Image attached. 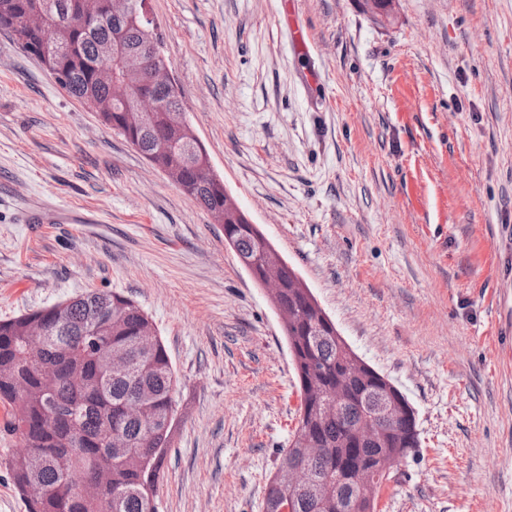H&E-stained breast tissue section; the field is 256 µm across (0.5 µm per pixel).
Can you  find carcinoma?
<instances>
[{
    "mask_svg": "<svg viewBox=\"0 0 512 512\" xmlns=\"http://www.w3.org/2000/svg\"><path fill=\"white\" fill-rule=\"evenodd\" d=\"M101 0H0V29L6 30L27 52L38 57V49L49 43L62 53L58 65L65 77L55 81L72 97L97 112L113 130L125 137L155 167L168 173L185 194L205 208L216 223L229 225L238 235L237 258L256 257L258 244L251 232L241 227L238 214L224 209V188L203 182L195 172L202 161L204 145H195L191 131L176 115L184 112L182 98L168 100L169 94L150 84L147 76L121 72L134 86V96L167 101L152 113L145 127L128 129L124 122L133 101L112 99L110 89L96 78L101 64L100 47L120 40L124 47L140 50L152 42L160 45L155 23L142 21V4L135 0L137 18L117 21L100 9ZM46 4L49 23L45 30L32 32L22 26L28 7ZM91 11L92 22L84 29H70L58 23L68 14ZM171 148H159V142ZM278 302L288 310L287 342L298 347L293 362L300 382L301 404L293 437L309 435L321 453L314 460L302 449H280V465L304 464L317 477L338 481L346 497L347 512H369L363 496L355 494L351 479L359 470L372 468L380 460L405 459L419 447L415 414L401 427L378 442L359 441L353 430L365 418L371 393L365 382L354 379L343 387L345 409L341 416L321 418L317 407L325 395L336 394V378L345 363L343 345L336 327L324 328L316 310L291 278L279 290ZM91 308L101 312L97 322L85 321ZM40 320L42 359L55 371L58 384L51 394L59 409L47 414L42 381L25 365V348L33 341L28 318ZM147 321L145 311L131 298L115 291H89L71 299L63 311L51 307L0 320V404L9 409L4 422L23 424L22 440L32 449L28 457L12 456L9 473L18 492L39 475L49 489L28 512H158L164 464L173 443L168 421L177 420L175 392L178 379L163 342L151 350L140 347ZM130 360L125 374L109 371V355ZM141 414L128 415L132 403ZM112 468V484L97 481L95 466ZM288 490L270 478L262 512H281ZM293 512H336L313 496L296 497Z\"/></svg>",
    "mask_w": 512,
    "mask_h": 512,
    "instance_id": "obj_1",
    "label": "carcinoma"
}]
</instances>
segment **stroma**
Listing matches in <instances>:
<instances>
[{"label":"stroma","instance_id":"1","mask_svg":"<svg viewBox=\"0 0 512 512\" xmlns=\"http://www.w3.org/2000/svg\"><path fill=\"white\" fill-rule=\"evenodd\" d=\"M146 8L215 172L415 411L378 512H512V0ZM93 290L139 304L178 376L159 512H260L300 405L277 313L210 214L0 31V319Z\"/></svg>","mask_w":512,"mask_h":512}]
</instances>
